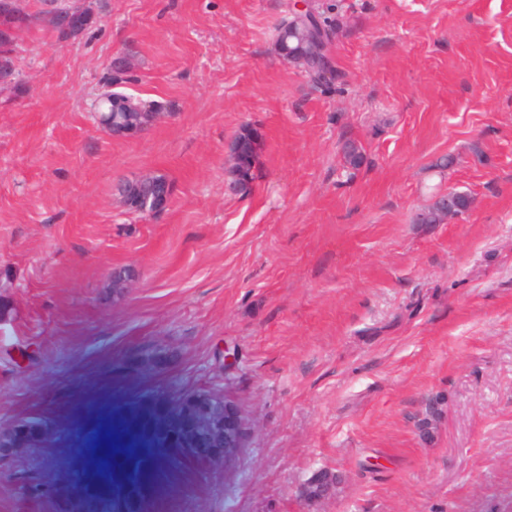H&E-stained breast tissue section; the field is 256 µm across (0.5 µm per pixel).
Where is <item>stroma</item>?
Returning a JSON list of instances; mask_svg holds the SVG:
<instances>
[{"mask_svg":"<svg viewBox=\"0 0 512 512\" xmlns=\"http://www.w3.org/2000/svg\"><path fill=\"white\" fill-rule=\"evenodd\" d=\"M288 2L93 0L79 37L21 32L0 91V512L95 489L73 460L91 392L129 434L155 419L181 478L160 512H512V0H342L328 86L275 51ZM120 54L123 91L165 110L129 138L92 116ZM245 126L257 178L236 195ZM146 174L174 186L150 218L114 191ZM450 188L467 215L415 223Z\"/></svg>","mask_w":512,"mask_h":512,"instance_id":"obj_1","label":"stroma"}]
</instances>
